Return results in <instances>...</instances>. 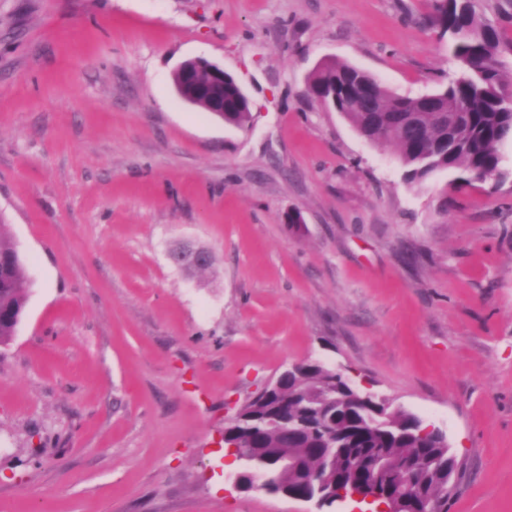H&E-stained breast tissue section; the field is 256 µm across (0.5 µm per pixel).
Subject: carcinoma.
Segmentation results:
<instances>
[{
  "label": "carcinoma",
  "instance_id": "carcinoma-1",
  "mask_svg": "<svg viewBox=\"0 0 512 512\" xmlns=\"http://www.w3.org/2000/svg\"><path fill=\"white\" fill-rule=\"evenodd\" d=\"M424 20L448 38L457 69L448 83L433 91L434 112L422 111L423 99L396 94L367 72L344 61H326L313 71V97L344 115L375 144H392L404 167L405 180L421 183L438 171L456 170L478 180L500 179L499 146L512 142V89L499 68L502 46L498 27L480 17L471 0H423ZM377 111L374 122L365 104ZM224 122L237 127L251 120V102L235 78L224 82ZM32 281L17 244L0 217V344L15 335ZM351 381L329 370L309 369L297 380H283L280 399L288 415L303 423L319 415L329 424L336 455L331 466L311 449L315 442L298 439L275 425L263 424L241 452L262 463L275 485L298 484L310 475L330 474L348 484L367 475L369 464L385 456L411 459L425 480L430 512H448V495L440 486L448 473V446L426 425L402 410L378 416L376 397L352 398ZM291 456L298 468L282 470L277 457Z\"/></svg>",
  "mask_w": 512,
  "mask_h": 512
}]
</instances>
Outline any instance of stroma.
Listing matches in <instances>:
<instances>
[{"label":"stroma","mask_w":512,"mask_h":512,"mask_svg":"<svg viewBox=\"0 0 512 512\" xmlns=\"http://www.w3.org/2000/svg\"><path fill=\"white\" fill-rule=\"evenodd\" d=\"M195 57L248 126L178 97ZM328 60L409 96L454 69L420 0H0V217L33 281L0 345V512H309L235 490L222 436L312 359L444 431L448 512H512V142L504 182L407 183L310 96ZM202 70L209 74L206 83L197 81ZM176 72L182 86L191 90L190 95V91L183 88V94L195 102L201 99L207 112L237 127H245L250 122L251 102L234 76L230 74L231 78L224 82L228 73L223 68L204 58H192L180 63ZM210 253L211 252L203 246L184 243L173 247L168 253V258L175 266L190 271L200 265H205ZM185 258H191L192 261L185 262Z\"/></svg>","instance_id":"1"}]
</instances>
